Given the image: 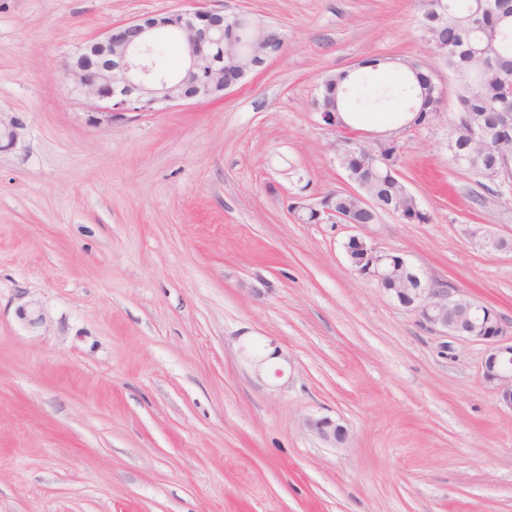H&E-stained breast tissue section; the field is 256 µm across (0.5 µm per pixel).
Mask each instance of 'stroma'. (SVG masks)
<instances>
[{
  "instance_id": "1",
  "label": "stroma",
  "mask_w": 512,
  "mask_h": 512,
  "mask_svg": "<svg viewBox=\"0 0 512 512\" xmlns=\"http://www.w3.org/2000/svg\"><path fill=\"white\" fill-rule=\"evenodd\" d=\"M187 6L0 0V512H512L483 346L356 273L348 225L291 212L350 188L339 134L397 141L430 221L383 215L374 244L512 323V252L467 236L512 238V189L451 157L420 0H214L286 35L218 102L110 117L67 88L89 39ZM372 56L364 125L326 126L323 76ZM402 59L449 93L427 123L376 97ZM470 244L480 250L487 251H511L512 241L498 237L492 233L481 230V228L472 229L468 232ZM476 246V247H475ZM478 247V248H477ZM307 425L326 442L336 444V442H342L345 438V432L341 426L336 425V422L328 418L309 419Z\"/></svg>"
}]
</instances>
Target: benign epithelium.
Instances as JSON below:
<instances>
[{"instance_id":"7a95c632","label":"benign epithelium","mask_w":512,"mask_h":512,"mask_svg":"<svg viewBox=\"0 0 512 512\" xmlns=\"http://www.w3.org/2000/svg\"><path fill=\"white\" fill-rule=\"evenodd\" d=\"M239 16L198 6L191 12L144 15L109 27L74 53L66 67L75 89L107 114L147 112L163 102L216 100L236 87L267 60L277 57L279 28L249 18L259 29L248 44L224 38ZM169 28L180 43L185 67L174 76L155 72L151 61L153 36ZM361 207L374 210L373 223L394 208H380L363 187L348 191ZM322 221L350 225L358 234L345 245L352 267L411 311L425 330L439 336L466 339L485 346L482 376L494 386L502 407L512 411V325L492 307L478 303L444 282L424 278L403 257L379 249L370 240L371 225L358 224L325 205ZM472 246L487 251H511L512 241L479 228L468 232ZM307 425L324 441L341 442L345 432L336 422L321 418Z\"/></svg>"}]
</instances>
